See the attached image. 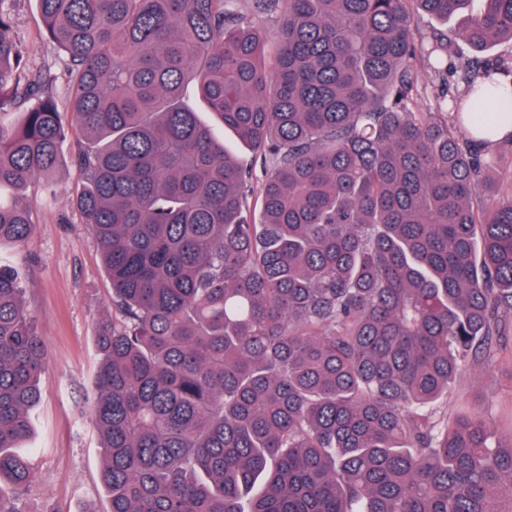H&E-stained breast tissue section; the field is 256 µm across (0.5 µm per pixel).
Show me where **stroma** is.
<instances>
[{
  "mask_svg": "<svg viewBox=\"0 0 512 512\" xmlns=\"http://www.w3.org/2000/svg\"><path fill=\"white\" fill-rule=\"evenodd\" d=\"M27 71L45 78L63 120L68 111L67 57L46 35L35 0H5ZM56 195L46 200L39 181L26 190L38 216L35 232L22 246L0 251L15 267L44 347V393L33 411V433L27 443L34 480L16 490L0 484V497L19 512H82L94 506L106 512L101 482L103 450L89 413L99 355L95 326L112 317V287L100 247L84 224L73 198L81 176L69 159L55 175ZM492 363L475 362L458 375L443 403L456 412L470 403L500 426L512 411V331Z\"/></svg>",
  "mask_w": 512,
  "mask_h": 512,
  "instance_id": "1",
  "label": "stroma"
}]
</instances>
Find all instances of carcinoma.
Masks as SVG:
<instances>
[{"instance_id":"obj_1","label":"carcinoma","mask_w":512,"mask_h":512,"mask_svg":"<svg viewBox=\"0 0 512 512\" xmlns=\"http://www.w3.org/2000/svg\"><path fill=\"white\" fill-rule=\"evenodd\" d=\"M36 2L72 120L0 10V250L32 235L24 189L54 195L73 143L112 285L90 404L107 512H512V439L434 406L512 328V186L482 180L509 68L469 60L428 108L418 84L447 85L461 43H511L512 0ZM190 83L270 168L256 222ZM42 372L0 260V482L18 489Z\"/></svg>"}]
</instances>
